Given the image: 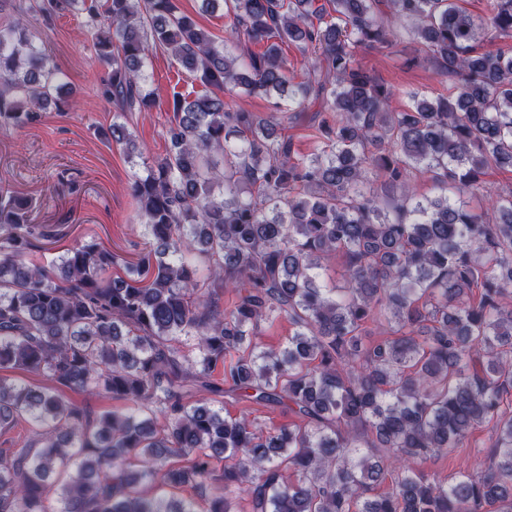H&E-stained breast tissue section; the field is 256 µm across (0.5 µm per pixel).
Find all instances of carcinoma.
<instances>
[{
	"label": "carcinoma",
	"mask_w": 512,
	"mask_h": 512,
	"mask_svg": "<svg viewBox=\"0 0 512 512\" xmlns=\"http://www.w3.org/2000/svg\"><path fill=\"white\" fill-rule=\"evenodd\" d=\"M201 2L224 10L230 36L217 40L177 0L29 6L85 14L119 112L156 106L157 46L209 90L174 95L166 155L133 176L152 246L121 275H107L116 257L96 241L26 262L53 234L0 185V429H42L38 448L0 451V512H512V189L486 213L461 200L484 170L512 168V0H486L479 21L458 0ZM407 23L457 86L413 92L412 108L392 112L390 88L356 56ZM488 34L503 47L479 51ZM290 45L307 58L298 82ZM62 88L26 20L0 24V127L32 122ZM312 100L324 117L297 155L277 128ZM112 140L140 154L126 125L112 123ZM419 176L455 197L419 199ZM339 256L347 287L329 288L322 271ZM221 286L235 295L222 312ZM280 319L293 333L265 346L261 325ZM199 389L298 422L265 432L183 401ZM68 390L128 411L94 417ZM480 429L489 452L477 474L415 468L471 447ZM174 456L191 464L166 465ZM218 460L224 494L209 499L200 490Z\"/></svg>",
	"instance_id": "cac0c4a2"
}]
</instances>
